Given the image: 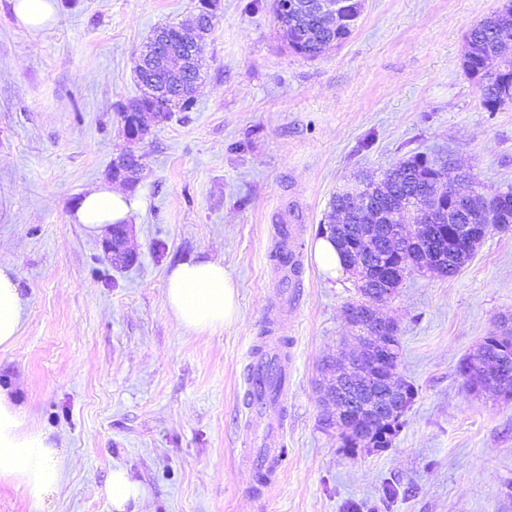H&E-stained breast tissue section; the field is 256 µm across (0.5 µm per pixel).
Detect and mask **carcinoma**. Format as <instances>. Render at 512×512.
<instances>
[{
	"label": "carcinoma",
	"mask_w": 512,
	"mask_h": 512,
	"mask_svg": "<svg viewBox=\"0 0 512 512\" xmlns=\"http://www.w3.org/2000/svg\"><path fill=\"white\" fill-rule=\"evenodd\" d=\"M179 26H167V43L162 47V57L167 65L154 69H143L141 61H136L135 74L140 83H153L170 95L172 107L165 112L154 113L158 122L168 121L172 112L192 108L190 91L193 81L200 78L204 60V45L188 51V47L179 39ZM512 30V0L500 3V6L487 18L475 25L466 36V49L461 65L464 72L475 82L480 102L488 112H497L512 104V46L503 38L505 32ZM352 33L350 29L336 32L325 26L320 19L304 13L288 19L283 31L288 47L295 53L309 59L317 58L326 51L340 45ZM154 108L153 102L144 96H136L122 106L119 111L123 126L130 128L137 124L142 116ZM436 168L421 154H415L398 165L382 173L383 181L376 186L377 198L382 209H390L405 199L432 201L448 199V190L438 184ZM329 229L326 233L341 248L361 236L366 216L353 212L347 205L345 192L333 196L330 202ZM456 224L471 225L469 241L456 242L447 236L448 225L435 226V232L427 240H408L401 246L384 249L387 259L382 269L405 271L413 266L421 268L420 248L433 250L435 259L432 270L443 276L457 273L475 254L488 228L507 229L512 224V190L491 195L474 191L468 210L456 214ZM361 296L371 297L385 290L386 281L381 273L371 267L358 272ZM398 329L385 334L384 341L394 345L389 354L386 367H394L400 358L401 344L397 336ZM460 372L469 386L477 391L496 390V385L507 384L512 389V328L505 327L500 334L486 338L472 353L468 354L460 365ZM396 428H381L370 440H365L358 430H346L340 433L342 447L386 448L395 435Z\"/></svg>",
	"instance_id": "obj_1"
}]
</instances>
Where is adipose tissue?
Returning a JSON list of instances; mask_svg holds the SVG:
<instances>
[{
    "label": "adipose tissue",
    "instance_id": "ef3b65f1",
    "mask_svg": "<svg viewBox=\"0 0 512 512\" xmlns=\"http://www.w3.org/2000/svg\"><path fill=\"white\" fill-rule=\"evenodd\" d=\"M140 208L135 197L101 183L88 189L73 210V223L103 237L113 225L130 223ZM166 301L187 329L214 331L239 316L236 286L221 262L189 259L180 262L166 279ZM24 303L10 261L0 260V346L11 345L19 334ZM0 479L24 486L40 500L62 480L59 452L48 435L30 430L5 392L0 391Z\"/></svg>",
    "mask_w": 512,
    "mask_h": 512
}]
</instances>
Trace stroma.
Listing matches in <instances>:
<instances>
[{"label": "stroma", "instance_id": "1", "mask_svg": "<svg viewBox=\"0 0 512 512\" xmlns=\"http://www.w3.org/2000/svg\"><path fill=\"white\" fill-rule=\"evenodd\" d=\"M196 4L60 0L36 33L0 0V256L25 303L0 390L64 465L40 501L0 482V512H112L119 467L143 490L126 512H512V397L471 391L459 371L512 316V229L459 273H408L379 302L414 392L388 447L343 448L314 390L322 361L351 350L359 299L352 274L327 279L312 256L332 197L417 153L480 192L512 190V106L484 110L461 67L467 31L499 0H363L351 36L313 60L287 47L273 0H221L194 106L135 146L137 261L115 269L69 217L127 146L119 110L138 93L141 44ZM288 207L304 271L279 330L293 386L270 442L287 455L256 496L240 459L245 367L279 279L272 219ZM191 258L222 262L237 285L223 330L188 331L166 302L167 274Z\"/></svg>", "mask_w": 512, "mask_h": 512}]
</instances>
